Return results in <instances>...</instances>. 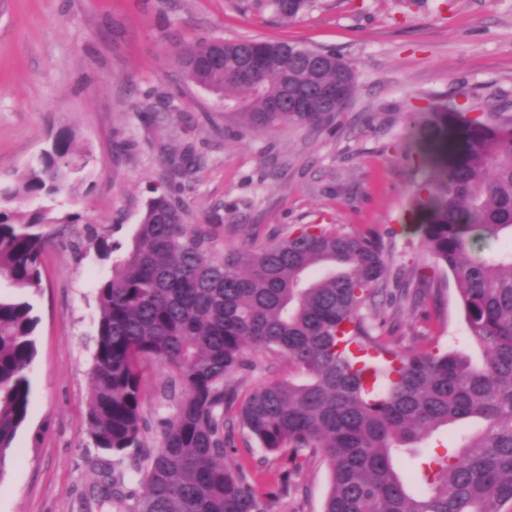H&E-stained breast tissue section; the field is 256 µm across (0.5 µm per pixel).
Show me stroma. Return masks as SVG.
I'll return each mask as SVG.
<instances>
[{
	"label": "stroma",
	"mask_w": 512,
	"mask_h": 512,
	"mask_svg": "<svg viewBox=\"0 0 512 512\" xmlns=\"http://www.w3.org/2000/svg\"><path fill=\"white\" fill-rule=\"evenodd\" d=\"M197 38L289 41L353 64L357 88L332 123L265 131L188 82L175 61ZM494 106L512 114V0H315L293 20L243 12L240 0H0V185L64 130L89 163L62 211L130 245L146 203L183 202L216 254L332 224L380 240L388 289L404 300L362 309L398 351L476 354L451 274L407 229L419 154L414 107ZM42 260L40 318L26 425L0 480V512H112L98 485L112 458L87 427L96 288L111 260L77 251L80 224H57ZM226 459L267 490L281 455L233 432ZM330 475L319 457L291 472L271 512H321Z\"/></svg>",
	"instance_id": "obj_1"
}]
</instances>
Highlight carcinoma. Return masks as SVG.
I'll list each match as a JSON object with an SVG mask.
<instances>
[{"instance_id": "cac0c4a2", "label": "carcinoma", "mask_w": 512, "mask_h": 512, "mask_svg": "<svg viewBox=\"0 0 512 512\" xmlns=\"http://www.w3.org/2000/svg\"><path fill=\"white\" fill-rule=\"evenodd\" d=\"M257 11L292 19L313 0H251ZM260 70L241 74L250 48ZM176 60L187 81L225 102L251 126L323 125L345 111L357 74L332 52L290 42L184 44ZM332 87L336 96L321 89ZM305 109L276 112L283 92ZM420 147L413 207L425 215L421 245L457 285L469 336L483 351L473 367L456 349L404 354L370 334L359 311L387 295L380 241L323 224H302L260 247L213 253L208 226L186 208L151 198L132 239L96 229L86 248L121 254L98 284L99 317L87 406L94 447L116 463L134 457V479L104 476L100 495L116 512H268L264 496L224 457L227 432L246 445L288 452L296 469L312 449L330 472L322 512H512V115L431 104L409 118ZM71 132L59 134L11 185L0 187V480L28 420L39 317L23 290L38 291L52 216L88 164ZM498 246L490 258L478 243ZM252 349L278 355L288 377L244 398L229 379L256 368ZM168 376L159 391L172 414L149 445L144 368ZM444 455L407 476L396 460L464 424Z\"/></svg>"}]
</instances>
